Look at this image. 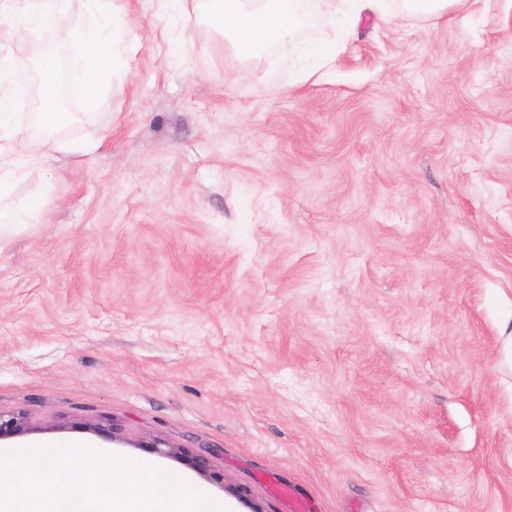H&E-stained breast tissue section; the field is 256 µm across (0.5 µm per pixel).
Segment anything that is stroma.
Segmentation results:
<instances>
[{
	"instance_id": "obj_1",
	"label": "stroma",
	"mask_w": 512,
	"mask_h": 512,
	"mask_svg": "<svg viewBox=\"0 0 512 512\" xmlns=\"http://www.w3.org/2000/svg\"><path fill=\"white\" fill-rule=\"evenodd\" d=\"M131 47L91 118L5 197L0 411L19 447L210 453L227 512H512V7L363 15L299 83L295 42L249 61L203 18L120 0ZM0 23L35 69L77 28ZM43 204L31 209V194ZM110 418L113 433L87 422ZM158 457V456H155ZM171 471L202 483L186 462ZM31 429V423L23 413L3 414L0 411V438L22 435Z\"/></svg>"
}]
</instances>
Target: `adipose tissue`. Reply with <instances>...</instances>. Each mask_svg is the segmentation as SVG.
I'll return each instance as SVG.
<instances>
[{
	"instance_id": "ef3b65f1",
	"label": "adipose tissue",
	"mask_w": 512,
	"mask_h": 512,
	"mask_svg": "<svg viewBox=\"0 0 512 512\" xmlns=\"http://www.w3.org/2000/svg\"><path fill=\"white\" fill-rule=\"evenodd\" d=\"M67 0H0V18L13 29L37 34L53 28ZM157 10L170 24H178L191 11L202 10L214 21L233 54L242 60L270 44L292 36L314 18L322 17L325 0H156Z\"/></svg>"
}]
</instances>
